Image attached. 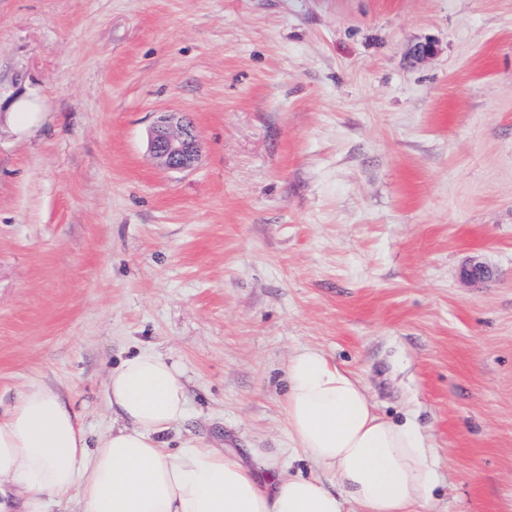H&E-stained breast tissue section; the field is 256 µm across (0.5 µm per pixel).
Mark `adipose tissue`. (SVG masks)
<instances>
[{"label":"adipose tissue","instance_id":"obj_1","mask_svg":"<svg viewBox=\"0 0 512 512\" xmlns=\"http://www.w3.org/2000/svg\"><path fill=\"white\" fill-rule=\"evenodd\" d=\"M285 414L293 451L315 476H260L234 453L164 437L189 413L186 375L143 349L105 382L118 426L88 444L64 395L31 378L0 411V512H420L436 484L420 431L379 415L363 385L323 353L290 358Z\"/></svg>","mask_w":512,"mask_h":512}]
</instances>
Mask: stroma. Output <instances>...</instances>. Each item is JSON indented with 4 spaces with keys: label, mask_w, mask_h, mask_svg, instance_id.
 I'll return each mask as SVG.
<instances>
[{
    "label": "stroma",
    "mask_w": 512,
    "mask_h": 512,
    "mask_svg": "<svg viewBox=\"0 0 512 512\" xmlns=\"http://www.w3.org/2000/svg\"><path fill=\"white\" fill-rule=\"evenodd\" d=\"M141 348L188 379L169 449L311 473L314 349L420 428L422 512H512V0H0V403L42 378L96 439ZM148 146L156 163L171 172L191 169L201 153L197 129L184 112L157 113Z\"/></svg>",
    "instance_id": "1"
}]
</instances>
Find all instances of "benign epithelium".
<instances>
[{
    "mask_svg": "<svg viewBox=\"0 0 512 512\" xmlns=\"http://www.w3.org/2000/svg\"><path fill=\"white\" fill-rule=\"evenodd\" d=\"M148 146L156 163L171 172L191 169L201 153L197 129L183 112L157 113Z\"/></svg>",
    "mask_w": 512,
    "mask_h": 512,
    "instance_id": "obj_1",
    "label": "benign epithelium"
}]
</instances>
